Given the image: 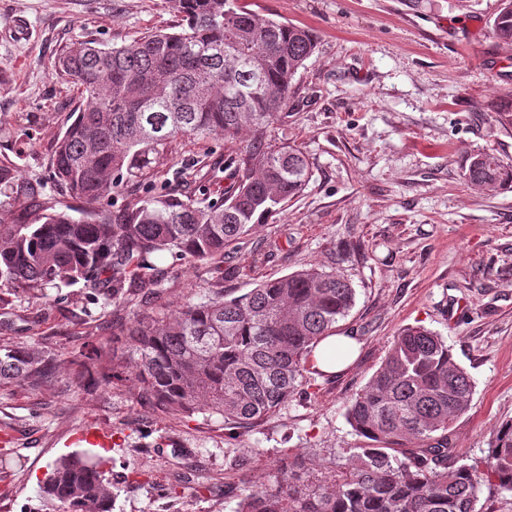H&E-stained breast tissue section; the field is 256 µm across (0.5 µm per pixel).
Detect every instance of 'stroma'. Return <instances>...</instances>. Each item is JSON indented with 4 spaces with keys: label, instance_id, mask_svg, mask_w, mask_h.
Returning a JSON list of instances; mask_svg holds the SVG:
<instances>
[{
    "label": "stroma",
    "instance_id": "35a3bbf8",
    "mask_svg": "<svg viewBox=\"0 0 512 512\" xmlns=\"http://www.w3.org/2000/svg\"><path fill=\"white\" fill-rule=\"evenodd\" d=\"M261 16L304 27L317 48L295 76L274 136L313 164L304 193L257 225L224 260L167 256L150 302L118 308L76 285L45 298L9 295L0 303V340L16 348L62 347L43 386H0V464L16 486L0 512H56L39 496L50 462L90 453L107 462L112 512H234L216 478L233 461L245 481H267L361 446L346 419L404 328L442 336L471 375L475 393L455 424L466 463L482 461L498 428L512 420V188L484 192L461 171L477 149L512 163V51L490 25L500 0H245ZM175 0H0V128H22V179L68 204L48 159L81 98L54 62L75 40L122 45L143 33L175 30ZM26 35H16L15 22ZM223 137H185L169 151L168 177L193 192L210 166L230 154ZM237 267L220 280L224 264ZM321 267L351 282L355 305L336 325L356 337L353 363L336 375L309 370L285 406L238 435L221 417H165L139 398L135 378L72 381L81 355L102 349L127 360L114 323L133 313L176 314L222 281L227 297L258 281ZM190 472L176 483L172 456Z\"/></svg>",
    "mask_w": 512,
    "mask_h": 512
}]
</instances>
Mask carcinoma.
I'll use <instances>...</instances> for the list:
<instances>
[{
    "instance_id": "1",
    "label": "carcinoma",
    "mask_w": 512,
    "mask_h": 512,
    "mask_svg": "<svg viewBox=\"0 0 512 512\" xmlns=\"http://www.w3.org/2000/svg\"><path fill=\"white\" fill-rule=\"evenodd\" d=\"M491 23L512 47V0ZM177 31L147 32L120 46L81 40L65 47L56 73L83 103L58 137L48 167L76 202L56 209L19 171L23 140L3 136L16 160L0 164V290L38 297L49 288L92 283L123 307L154 293L152 271L166 254L208 261L257 224H266L311 179L298 149L271 134L290 104L293 80L316 48L305 28L259 16L239 0H176ZM263 80L273 94L255 90ZM222 135L240 142L227 157L233 185L221 202L183 196L148 181L183 137ZM463 177L497 190L512 185V164L476 151ZM143 181L133 206L102 205ZM355 289L312 267L265 280L233 298L219 284L178 314H135L112 330L131 345L140 399L169 418L206 411L241 433L253 431L302 385L315 346L334 335L355 305ZM55 348L0 345V383L38 387L53 375ZM475 384L445 341L404 328L366 387L347 408L365 444L344 471L284 464L268 483H224L234 512H478L477 467L448 464L454 423L470 409ZM484 467L512 491V421L489 442ZM40 496L58 512H112L103 460L75 453L47 467Z\"/></svg>"
}]
</instances>
